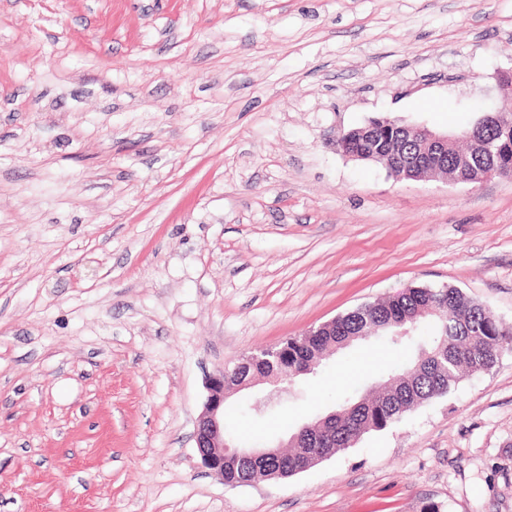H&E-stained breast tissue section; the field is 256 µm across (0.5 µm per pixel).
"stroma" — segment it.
<instances>
[{"label": "stroma", "instance_id": "stroma-1", "mask_svg": "<svg viewBox=\"0 0 512 512\" xmlns=\"http://www.w3.org/2000/svg\"><path fill=\"white\" fill-rule=\"evenodd\" d=\"M512 69V0H0V512H512V352L288 478L225 486L210 374L447 284L512 328V178L399 180L336 139L459 132ZM379 336L262 413L267 443L380 370Z\"/></svg>", "mask_w": 512, "mask_h": 512}]
</instances>
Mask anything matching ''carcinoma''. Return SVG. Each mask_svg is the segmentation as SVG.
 Segmentation results:
<instances>
[{"mask_svg": "<svg viewBox=\"0 0 512 512\" xmlns=\"http://www.w3.org/2000/svg\"><path fill=\"white\" fill-rule=\"evenodd\" d=\"M385 134H396L395 147L407 153L417 149L420 138L403 123L389 122ZM466 151L448 150V174L465 175ZM408 328L410 335L397 332ZM387 335L398 352L416 345L421 355L408 359L400 354L387 370L386 380L371 399L345 397L339 411L352 410L358 423L354 431L336 430V448L331 455L356 444L370 431H383L406 413L433 399L446 396L460 379V371L471 374L489 370L505 351L512 350V332L505 330L484 305L469 299L453 286L406 288L386 298L366 302L336 317V327L319 341L292 337L280 347L288 358V377L295 381L309 362H320L326 350H338L365 336ZM319 463L308 448H290L269 462V474L295 475ZM256 473L255 464L242 457L224 465V481L242 483Z\"/></svg>", "mask_w": 512, "mask_h": 512, "instance_id": "carcinoma-1", "label": "carcinoma"}]
</instances>
